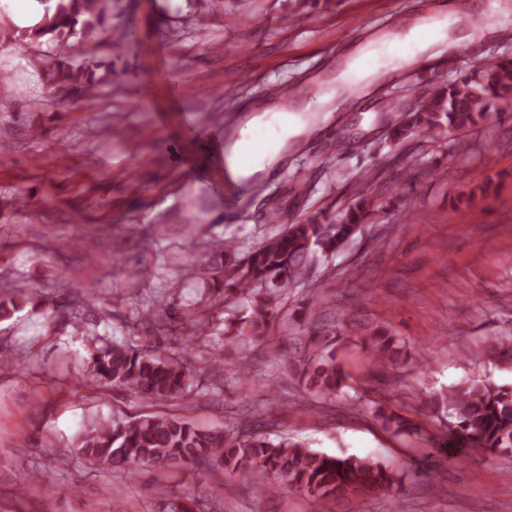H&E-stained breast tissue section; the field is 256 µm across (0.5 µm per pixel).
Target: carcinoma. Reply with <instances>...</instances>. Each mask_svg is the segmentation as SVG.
<instances>
[{
  "label": "carcinoma",
  "instance_id": "carcinoma-1",
  "mask_svg": "<svg viewBox=\"0 0 512 512\" xmlns=\"http://www.w3.org/2000/svg\"><path fill=\"white\" fill-rule=\"evenodd\" d=\"M44 14L34 26L18 29L0 25V47L17 41L32 45L42 39L67 43L77 35L87 37L101 31L112 12V0H40ZM49 93L57 98L89 96L110 80L112 70L97 74L100 65L75 62L70 58L42 63ZM512 107V59H502L482 66L441 87L427 96V104L408 115L405 123L394 127L391 138L399 142L415 133L432 128L462 130L484 120L492 108ZM365 218V205L348 207L333 222L314 218L310 223L287 224L269 237L262 246L244 257H235L236 245L226 240L213 248L224 257V266L214 269L205 284L206 301L224 304L232 314L224 318V340L215 352V361H223V351L237 352L247 343L262 344L281 310L288 304L293 288L303 291L299 309L305 311L308 342L297 357L298 384L312 396L361 401L346 394L350 377L336 363V334L333 320L316 317L314 310L327 303L326 287L306 277L314 254L328 257L342 250ZM163 327L179 340L186 334L178 309L165 311ZM397 339L381 332L365 338L371 351L370 363L385 373L397 360ZM188 339L181 344L179 356L169 357L147 347L113 342L99 348L91 359L86 386H112L132 392L150 404L183 402L193 389L194 370L188 363ZM454 421L439 439L430 441L447 448L456 460L470 448L492 452H512V387L492 381L471 380L452 387L443 395ZM375 416L396 434L420 432L395 411L379 408ZM278 422L266 417V407L246 404L235 412V420L218 429H201L182 413H149L132 420L120 416L97 418L82 431L76 450L93 466L118 467L129 475L137 466L158 469L172 466L224 469L248 477L256 475L252 492L260 497L267 486L275 483L305 498L321 503L326 512L348 496L380 492L396 496L405 480L419 481L436 470V463L412 465L397 472L370 457L350 455L333 457L308 446L302 440L282 433L273 441L259 431ZM167 512H203V502L189 496L169 502Z\"/></svg>",
  "mask_w": 512,
  "mask_h": 512
}]
</instances>
